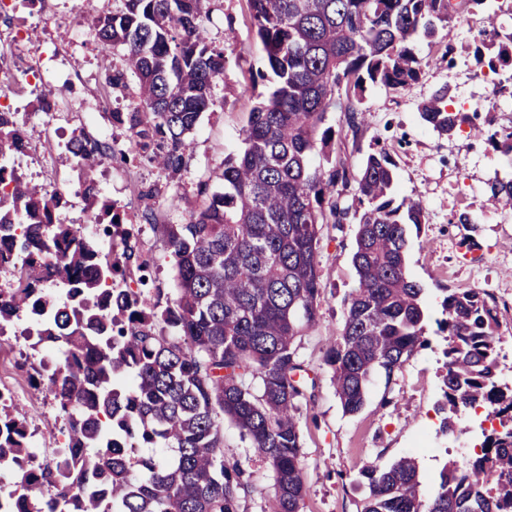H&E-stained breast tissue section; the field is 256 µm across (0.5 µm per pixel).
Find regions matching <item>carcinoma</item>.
Returning a JSON list of instances; mask_svg holds the SVG:
<instances>
[{"label":"carcinoma","instance_id":"1","mask_svg":"<svg viewBox=\"0 0 512 512\" xmlns=\"http://www.w3.org/2000/svg\"><path fill=\"white\" fill-rule=\"evenodd\" d=\"M97 19L107 52L124 53L125 66L106 78L129 89L126 112L112 121L131 133L135 155L177 174L190 137L213 103L224 71V49L204 37L208 0H122ZM263 52L275 77L270 96L256 103L243 130V148L224 158V190L198 186L200 203L185 224H160L173 258L177 296L161 301L153 259L137 245L134 226L99 203L96 172L115 158L109 144L83 134L66 150L76 160L89 206L105 236L121 229L103 251L56 213L64 195H47L17 169L0 197V269L21 262L16 285L0 292V324L37 322L34 350L54 352L38 387L54 395L65 419V447L51 462L30 465L29 432L0 397V472L21 490L14 512H239L248 493L246 471L224 463V418L248 438L274 473V512H302L307 487L301 464L300 410L315 380L296 345L317 319L324 296L318 253L325 224H342L349 209L340 190L355 187L359 209L352 264L358 284L344 299V323L326 346L343 411L356 414L377 374L391 379L427 346L425 288L407 273L409 234L426 223L420 202L396 200L395 162L384 151L364 158L356 173L330 160L336 132L323 127L326 109L344 91L348 126L368 88H404L417 82V44L444 45L456 59L453 20L485 15L478 56L495 48L506 61L512 31L494 24L509 13L507 0H247ZM449 90L418 107L420 121L451 136L465 122L486 134L494 150L512 158V127L483 131L450 107ZM29 141L15 112H0V151L23 154ZM327 165L315 164V158ZM486 201L512 207V179L488 184ZM15 224L22 234L7 236ZM136 288L112 287V275ZM65 286L50 318L43 317L44 284ZM438 320L446 347L444 414L440 428L460 434L462 416L480 407L501 430L483 433L482 454L445 463L433 474L403 457L361 471L369 489L361 512H512V382L500 378L496 308L481 290H446ZM172 451L170 459L120 452L119 443ZM433 493L425 497L421 486Z\"/></svg>","mask_w":512,"mask_h":512}]
</instances>
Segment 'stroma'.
<instances>
[{
    "label": "stroma",
    "instance_id": "obj_1",
    "mask_svg": "<svg viewBox=\"0 0 512 512\" xmlns=\"http://www.w3.org/2000/svg\"><path fill=\"white\" fill-rule=\"evenodd\" d=\"M121 7V0H93L87 11L79 9L75 0H41L35 7L18 0L11 27H0V68L13 77L5 90L15 112L28 121L30 148L18 156L16 167L47 192L58 191L66 197L69 205L58 217L67 224L82 223L90 213L84 198L72 191L80 171L76 162L62 159L66 142L80 130L117 151L128 144L127 128L113 123L111 115L126 111L131 98L108 88L94 30L98 15ZM208 7L204 34L209 43L223 47L224 73L213 88L212 105L192 135L185 168L171 176L145 160L126 165L116 159L97 172L100 200L113 204L134 224L139 248L154 258L156 284L170 298L177 290L168 245L157 225L141 222L140 215L149 205L157 224L187 223L199 203L198 183L206 180L212 189H222L218 174L224 158L241 147L253 101L268 97L272 89L269 80L260 79L251 96L242 93L250 71L264 67L245 0H209ZM487 26V19L479 14L457 20L460 50L452 67L441 62V48L420 43L423 70L419 81L399 89L378 86L369 90L359 132H351L346 125L344 96H337L326 111L325 126L340 134L335 152L356 168L368 152L386 149L396 163L397 198L422 201L427 222L410 235L407 272L424 285L431 318L426 325L428 346L414 353L392 379L375 376L362 410L345 414L323 363V351L327 338L341 329L343 300L357 285L351 261L357 226L323 225L318 260L326 290L316 324L298 342L308 374L316 380L314 398L300 422L307 485L303 512H360L368 494L361 475L366 466L385 467L408 456L416 458L424 472L432 473L445 462L461 461V445L482 441L474 428L460 439L439 430L437 403L445 373V341L436 321L441 316L443 289L477 285L497 303L501 335L512 336V215L484 203L490 181L512 178V159L495 153L486 140L471 136L468 128L446 136L424 126L418 107L446 86L457 107L496 101L490 114L493 128L512 126V95L493 91L484 83L488 67L477 64L473 56L474 40ZM19 31L27 38L17 48L12 38ZM47 47L55 50L56 57L53 71L41 86L29 82L26 72ZM43 93L52 105L64 109L63 116L51 125L38 111ZM142 187L153 189L151 202L139 196ZM462 213L470 216V224L459 223ZM469 236L485 255L481 266L463 258L464 240ZM24 326L20 319L0 333V380L15 388V411L26 418L36 443L35 461L43 464L51 460L65 422L54 396L30 383L41 355L22 336ZM224 461L243 463L251 474L240 512H272L273 473L229 421L224 424Z\"/></svg>",
    "mask_w": 512,
    "mask_h": 512
}]
</instances>
